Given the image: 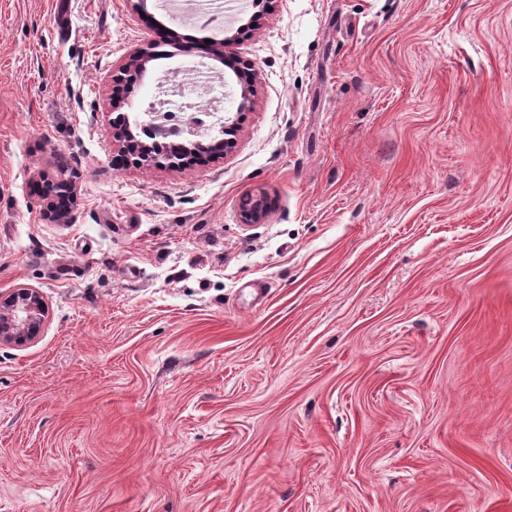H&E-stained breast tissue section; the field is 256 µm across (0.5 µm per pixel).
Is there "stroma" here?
Instances as JSON below:
<instances>
[{
	"label": "stroma",
	"mask_w": 512,
	"mask_h": 512,
	"mask_svg": "<svg viewBox=\"0 0 512 512\" xmlns=\"http://www.w3.org/2000/svg\"><path fill=\"white\" fill-rule=\"evenodd\" d=\"M148 10L0 0V512H512V0H277L233 152L117 171ZM41 178L45 184L40 194L43 201V217L50 223L60 221L64 213L58 210L55 202L58 198L67 201L69 212L76 197L74 184L69 179H49L44 175ZM47 316L41 293L33 288H18L0 297V343L22 342L35 338Z\"/></svg>",
	"instance_id": "obj_1"
}]
</instances>
